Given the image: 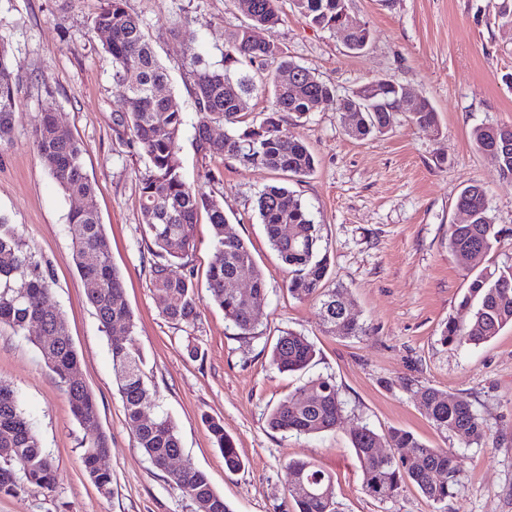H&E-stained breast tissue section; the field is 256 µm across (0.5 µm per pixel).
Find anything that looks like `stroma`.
Instances as JSON below:
<instances>
[{"label": "stroma", "instance_id": "1", "mask_svg": "<svg viewBox=\"0 0 512 512\" xmlns=\"http://www.w3.org/2000/svg\"><path fill=\"white\" fill-rule=\"evenodd\" d=\"M105 0H0V36L20 67L19 115L0 145V215L19 225L53 278L50 305L65 318L80 372L97 403L95 426L73 417L63 387L28 336L0 329V381L17 392L42 448L57 464L53 489L29 487L0 495V512H195L193 502L155 469L138 447L117 391L106 334L87 300L72 253L69 212L79 202L64 194L43 167L31 133L43 113L77 138L83 166L95 184L89 204L110 241L133 314L131 337L143 354L145 381L160 412L177 427L184 458L204 471L231 512H293L290 460L306 458L332 475L341 512H512V327L491 341L454 347L440 340L451 320L468 321L459 305L473 271L448 247V227L463 222L456 198L469 182L484 185L498 240L483 262L512 265V180L475 147L482 124H512V22L498 15L502 0H348V17L365 23L370 42L349 53L346 37L308 25L285 8L275 36L284 52L320 80L350 93L385 79L426 97L438 126L421 129L399 113L387 134L363 140L345 131L339 113L289 114L285 128L312 151L314 171L297 179L267 168L203 157L188 51L213 68L224 63L228 35L248 19L234 0H126L145 23L170 91L183 114L179 159L188 182L224 206L228 233L250 247L266 280L265 312L254 338L224 319L206 290L216 259L212 230L199 219L192 266L200 288V320L186 330L164 321L163 300L149 276L152 259L139 202L144 162L115 124L125 91L92 20ZM285 185L300 195L327 247V288L344 286L360 337L325 332L314 301L291 298L288 271L270 246L256 199ZM308 336L317 356L306 372H279L270 352L280 330ZM195 345L197 356L187 347ZM335 378L346 402L336 429L313 436L271 431L269 411L307 378ZM429 385L468 397L487 437L462 447L442 433L410 396ZM220 420L244 462L231 473L205 418ZM379 432L402 428L433 448L462 456L453 497L428 502L413 487L380 503L361 490L349 434L359 424ZM111 441L106 461L112 490L97 489L81 463L80 442L91 428Z\"/></svg>", "mask_w": 512, "mask_h": 512}]
</instances>
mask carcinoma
<instances>
[{
  "label": "carcinoma",
  "instance_id": "obj_1",
  "mask_svg": "<svg viewBox=\"0 0 512 512\" xmlns=\"http://www.w3.org/2000/svg\"><path fill=\"white\" fill-rule=\"evenodd\" d=\"M125 2L106 0L93 28L108 33L105 51L112 59L114 76L126 89V111L118 114L116 124L129 134V143L145 163L139 176L140 209L151 240L150 251L156 257L150 269L151 283L166 299L162 316L185 329L198 324L197 284L188 265L196 246L198 217L204 212L217 254L208 272V292L237 335L248 337L255 334L264 311L255 301L240 298L232 282L239 274H248L255 296L261 298L266 293L264 275L247 243L236 235L224 234L226 218L221 203L184 180L178 158L182 112L170 93L168 73L154 54L142 20L126 10ZM248 2L252 4L247 14L249 24L228 37L223 69L210 67L196 52L189 53L199 114L197 144L204 156L260 165L301 178L313 171L315 158L283 127L288 113L301 119L309 112L329 108L341 114L348 134L358 139L386 133L400 112L408 113L420 128L437 127V112L425 97L406 101L400 86L387 83L378 86L372 97L357 100L351 94H338L308 68L288 59L275 38L284 3L296 9L309 25L331 30L346 14L347 0ZM255 28L269 32L270 41H252L249 32ZM369 40V29L360 24L347 35V48L359 54ZM271 63L276 64L272 72L267 70ZM18 83L8 43L0 38V144L10 140L15 127ZM259 92L269 93L270 100L264 117L257 122L247 118L243 101ZM216 122L229 127L221 139L210 133V125ZM471 138L482 153L497 149V171L501 177L512 179V125L477 126ZM32 141L41 163L65 194L80 199L94 195L95 184L84 170L80 142L53 114L43 115L32 131ZM456 206L467 210L471 219L467 224L450 225L448 245L454 253L467 257L470 269L476 271L461 301L462 306L472 309V317L463 325L446 324L441 341L477 346L512 325V265L493 272L481 269L498 236L483 186L477 182L466 186ZM257 212L270 245L288 268V294L299 301H317L326 332L346 337L365 335L354 317L342 314L347 293L340 288H324L327 249L299 196L286 186L270 185L258 196ZM68 224L73 229V259L101 327L106 331L117 325L132 329L123 280L112 264L109 240L97 212L78 207L70 212ZM285 225L292 228V234L283 233ZM52 284L47 263L31 250L18 225L0 217V328L23 334L31 326L42 329L48 342L36 340L34 344L44 363L64 387L75 418L82 424L91 422L97 417L95 398L85 384L71 381L72 374L80 369V360L65 319L48 304ZM110 350L127 423L138 446L157 468L181 451L177 428L168 416L159 413L149 424L141 420L143 409L157 408L156 392L146 384L141 371V351L127 337L110 340ZM315 354L308 337L284 329L272 347L271 360L282 372H302ZM299 391L310 394L308 402L296 406L294 395L284 397L270 411L268 427L307 436L335 429L345 411L335 379L318 375L308 379ZM412 397L425 408L437 430L452 434L466 447L484 441L483 422L468 398L448 396L429 385L416 387ZM205 422L224 454L226 469H241L243 460L233 440L224 434V425L214 418ZM351 445L361 471L362 490L379 502L395 499L411 485L428 501L443 503L452 497L460 481L462 465L457 453L432 448L403 429L380 434L362 424L353 430ZM81 447L85 471L97 488L110 491L112 473L96 467L97 458L111 448L109 437L99 432L83 440ZM379 448L393 452L382 456ZM287 469L294 512H339L335 492L324 494L333 484L331 475L306 459L288 462ZM55 477V462L41 447L16 391L0 382V494H17L29 486L49 490ZM171 481L191 499L197 512H230L202 470L188 467Z\"/></svg>",
  "mask_w": 512,
  "mask_h": 512
}]
</instances>
